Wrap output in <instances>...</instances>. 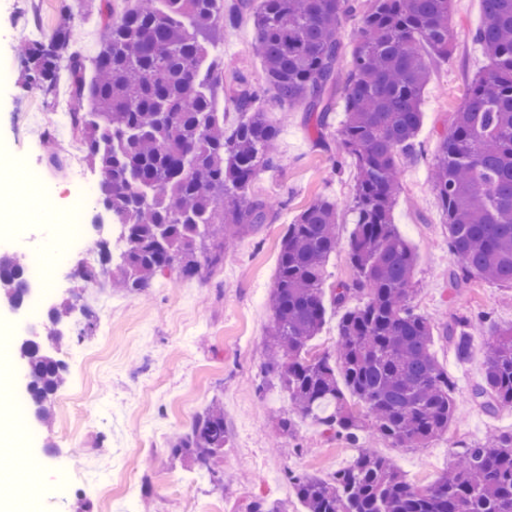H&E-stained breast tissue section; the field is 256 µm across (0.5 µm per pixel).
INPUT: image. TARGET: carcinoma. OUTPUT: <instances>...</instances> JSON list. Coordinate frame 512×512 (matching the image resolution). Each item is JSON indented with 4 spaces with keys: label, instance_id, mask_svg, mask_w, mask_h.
<instances>
[{
    "label": "carcinoma",
    "instance_id": "obj_1",
    "mask_svg": "<svg viewBox=\"0 0 512 512\" xmlns=\"http://www.w3.org/2000/svg\"><path fill=\"white\" fill-rule=\"evenodd\" d=\"M250 2L226 12L224 0H137L129 9L97 0L102 38L94 57L71 50L66 24L31 41L32 89L52 93L58 61L67 58L76 100L69 123L102 174L98 203L124 243L114 263L106 255L98 267L79 264L77 279L142 292L168 270L200 277L224 262V241L265 222L270 205L250 197L249 188L258 170L278 166V130L242 75L232 94L246 119L224 127L216 103L224 58L210 55L220 24L233 23ZM481 2L483 21L471 38L490 65L472 78L453 130L439 139L434 188L448 226L451 280L477 276L512 286V0ZM452 13L453 0H259L253 13L254 52L276 103H305L319 131L336 105L340 30L348 20L359 28L343 82L337 152L355 169V278L324 288L338 245V203L320 194L280 241L264 345V372L288 393L291 412L355 446L352 463L329 480L288 474L304 512H512V431L462 445L454 466L423 486L360 447L369 428L396 448H423L445 435L456 415L448 371L432 351L433 324L411 304L416 255L392 219L400 159L419 150L423 92L436 60L448 57L458 38ZM26 265L0 256V298L23 307L32 287ZM328 303L345 309L335 357L309 349ZM487 321L480 314L448 324L458 357L471 355L477 326ZM491 335L472 398L488 412L511 410L512 326ZM50 340L48 347L18 346L27 405L42 422L64 382L55 356L63 337ZM227 444L224 411L213 407L171 451L221 483L213 464Z\"/></svg>",
    "mask_w": 512,
    "mask_h": 512
}]
</instances>
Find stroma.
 I'll return each instance as SVG.
<instances>
[{
    "label": "stroma",
    "mask_w": 512,
    "mask_h": 512,
    "mask_svg": "<svg viewBox=\"0 0 512 512\" xmlns=\"http://www.w3.org/2000/svg\"><path fill=\"white\" fill-rule=\"evenodd\" d=\"M481 0H455L451 23L459 36L448 58L436 62L423 94L421 151L405 160L393 222L417 255L412 302L435 321L433 350L454 384L457 415L447 434L425 448H393L378 436L369 444L388 457L414 485L435 481L454 463L461 443H479L512 430V411L490 414L471 393L483 378L486 337H478L469 361H459L442 335L448 322L490 313L493 323L512 325V287L474 277L452 286L448 274V229L431 172L438 140L450 130L472 76L489 61L470 34L482 22ZM74 26L76 50L93 55L100 27L96 14L74 0H0V179L10 178L15 157H25L54 193L34 204L33 191L19 193L26 211L18 213L0 254L54 260L56 282L38 285L42 306L74 292L75 309L64 320L66 338L58 352L66 364L46 422L18 410L22 362L13 338L17 322L0 313V350L9 374L0 380V409L11 412L28 431L26 476L35 490V512H245L253 499L280 505L282 512H303L286 471L331 479L355 451L311 421L297 420L293 434L276 430L275 414L287 409L288 396L264 373L263 347L271 319L269 294L277 274L279 244L289 224L317 195L338 204L339 245L329 259L327 284L352 280L346 243L354 229L350 207L354 173L333 164L342 108L316 134L305 106L279 107L260 61L252 54L255 30L250 15L225 28L219 51L224 83L248 76L266 105V118L278 130L280 167L259 170L252 196L267 200L272 213L257 232L242 236L223 264L203 278L187 279L172 270L151 288L132 294L119 288L97 290L68 280V267L54 251L70 204L72 169L89 171L85 151L64 117L73 106L70 84L59 77L55 93L25 87L23 44ZM60 166H51L48 154ZM224 407L229 444L217 468L215 487L208 474L172 456L171 442L212 403ZM70 474L60 486L61 474Z\"/></svg>",
    "instance_id": "obj_1"
}]
</instances>
